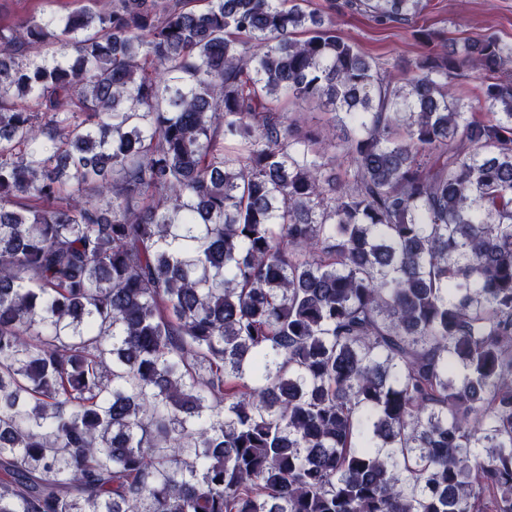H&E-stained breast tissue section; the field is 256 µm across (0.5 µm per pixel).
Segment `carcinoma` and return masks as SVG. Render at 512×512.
<instances>
[{
	"instance_id": "cac0c4a2",
	"label": "carcinoma",
	"mask_w": 512,
	"mask_h": 512,
	"mask_svg": "<svg viewBox=\"0 0 512 512\" xmlns=\"http://www.w3.org/2000/svg\"><path fill=\"white\" fill-rule=\"evenodd\" d=\"M412 36L392 71L310 0L0 25V512H512V44ZM450 93L453 98L467 100L477 92L476 79L470 71L453 76L449 79Z\"/></svg>"
}]
</instances>
